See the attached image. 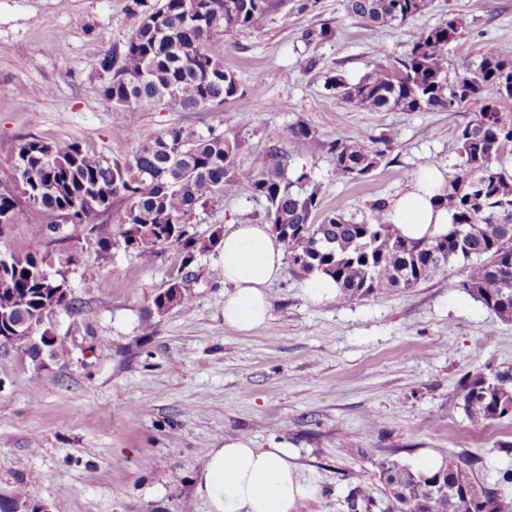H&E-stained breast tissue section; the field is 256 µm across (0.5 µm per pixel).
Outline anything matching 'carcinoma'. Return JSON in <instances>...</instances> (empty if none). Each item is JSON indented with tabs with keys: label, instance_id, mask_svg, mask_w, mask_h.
<instances>
[{
	"label": "carcinoma",
	"instance_id": "1",
	"mask_svg": "<svg viewBox=\"0 0 512 512\" xmlns=\"http://www.w3.org/2000/svg\"><path fill=\"white\" fill-rule=\"evenodd\" d=\"M164 0L147 9L131 0L136 18L126 41L105 54L100 94L116 118L132 106L163 103L184 111L235 102L242 106L259 87L243 88L224 69L212 47L217 29H258L282 0ZM426 0H348V11L378 31L420 13ZM467 28L466 20L448 19L422 32L394 67L379 66L355 83L328 78L326 90L348 103L374 111L453 112L466 106L476 113L457 135L463 165L448 181V234L417 241L402 236L385 221L386 201L371 205L369 216L356 220L332 213L315 223L321 201L308 188L307 172L288 174V164L273 145L260 169L243 168L236 158L237 139L212 132L203 135L171 128L138 144L123 160H105L78 142L66 145L33 137L16 144L12 165L21 178L20 194L0 191V225L25 224L32 211L55 215L61 223L41 227L23 254L0 261V336L13 334L25 318L49 337L55 361L71 356L66 336L47 327L58 291L68 287L74 254H56L55 273H46L51 235L60 224L88 227L86 243L99 255L120 244L150 261L163 246L182 253L172 282H186L191 260L215 248L218 230L198 238L184 229L200 209L241 188L267 203L272 232L288 251L290 264L304 276L323 273L336 281L341 302L367 299L413 288L422 281L448 276L453 260L465 261V275L455 287L503 321H512V173L499 164L512 148V49L483 54L464 74H451L448 45ZM289 135L326 155L341 179L370 174L386 156L382 140L354 139L338 133L321 140L298 122ZM125 203L118 234L98 224L114 201ZM153 299L161 312L187 306L191 295ZM456 397L477 424L512 421V366L486 365L466 373ZM483 458L448 451L445 468L430 477L414 474L396 460L381 463L385 498L377 500L361 487L345 498L347 512H512V466L497 470L492 484L479 481Z\"/></svg>",
	"mask_w": 512,
	"mask_h": 512
}]
</instances>
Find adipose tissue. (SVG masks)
I'll return each instance as SVG.
<instances>
[{
    "label": "adipose tissue",
    "mask_w": 512,
    "mask_h": 512,
    "mask_svg": "<svg viewBox=\"0 0 512 512\" xmlns=\"http://www.w3.org/2000/svg\"><path fill=\"white\" fill-rule=\"evenodd\" d=\"M444 172L416 173L402 195L387 202L386 219L402 235L431 239L447 234L453 213ZM224 255V324L239 332L263 326L270 316L269 286L284 268L282 244L266 224H234L220 242ZM196 494L208 512H301L317 490L306 483L279 446L254 447L228 438L211 449L195 474Z\"/></svg>",
    "instance_id": "adipose-tissue-1"
}]
</instances>
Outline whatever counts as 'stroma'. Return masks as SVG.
I'll list each match as a JSON object with an SVG mask.
<instances>
[{"instance_id": "obj_1", "label": "stroma", "mask_w": 512, "mask_h": 512, "mask_svg": "<svg viewBox=\"0 0 512 512\" xmlns=\"http://www.w3.org/2000/svg\"><path fill=\"white\" fill-rule=\"evenodd\" d=\"M128 4L0 0V186L14 184L12 152L24 137L77 141L114 160L172 127L212 130L241 140L238 164L259 168L275 128L277 149L290 170L307 171L323 210L359 219L376 199L404 193L422 167L459 172L457 134L475 114L372 112L327 93L326 77L353 83L375 64H395L452 13L470 26L448 47L451 71L512 48V0H428L379 36L346 0H284L262 28L214 38L225 69L242 86H261L246 107H133L119 120L98 87L105 52L134 24ZM323 25L331 40L303 41ZM298 122L324 140L340 131L381 137L388 151L367 178L342 180L289 136ZM267 221L265 200L242 190L199 211L192 231ZM222 260L217 249L198 255L191 304L159 313L153 299L179 266L178 250L148 264L122 248L85 251L84 264L101 273L89 280L71 268L77 307L54 323L76 339L70 361L40 370L0 341V494L24 490L35 512H207L194 473L237 436L284 447L319 490L303 512H347L341 500L357 485L383 498L380 464L392 457L406 464L423 450H466L483 457L484 483L507 465L496 448L512 441V423L473 425L455 385L481 364L512 366V322L453 288L461 262L443 280L322 305L307 301L302 274L288 266L270 286L268 322L241 333L224 325Z\"/></svg>"}]
</instances>
